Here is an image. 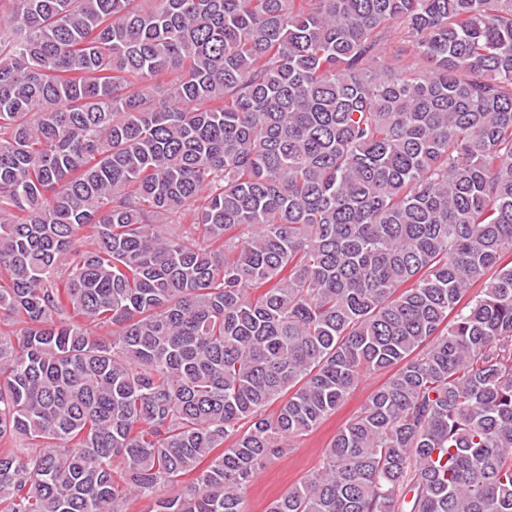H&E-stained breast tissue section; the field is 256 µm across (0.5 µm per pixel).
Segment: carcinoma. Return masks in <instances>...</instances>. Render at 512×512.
Here are the masks:
<instances>
[{
  "label": "carcinoma",
  "instance_id": "cac0c4a2",
  "mask_svg": "<svg viewBox=\"0 0 512 512\" xmlns=\"http://www.w3.org/2000/svg\"><path fill=\"white\" fill-rule=\"evenodd\" d=\"M295 2L0 0V512H246L375 372L267 512H512V0ZM386 373H371L347 396L336 412L328 416L315 430L291 442L292 448L280 458L264 465L255 480L244 491L247 512H266L269 503L285 494L317 470L325 451L338 431L356 416L370 394L382 385Z\"/></svg>",
  "mask_w": 512,
  "mask_h": 512
}]
</instances>
